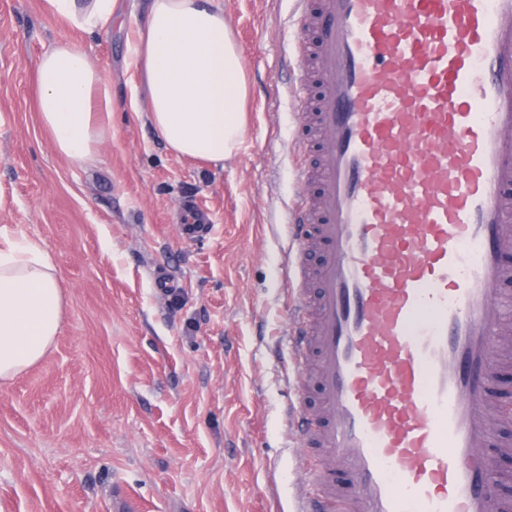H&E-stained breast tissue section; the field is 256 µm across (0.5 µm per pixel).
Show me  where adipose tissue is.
<instances>
[{
  "mask_svg": "<svg viewBox=\"0 0 512 512\" xmlns=\"http://www.w3.org/2000/svg\"><path fill=\"white\" fill-rule=\"evenodd\" d=\"M118 0H43L45 12L94 34L112 23ZM132 62L148 118L172 154L223 163L245 129L246 83L241 56L216 0H150L134 27ZM37 108L60 155L83 166L97 158L108 129L95 108L112 96L97 63L62 38L39 59ZM67 300L51 254L39 243L0 229V380L36 365L65 321Z\"/></svg>",
  "mask_w": 512,
  "mask_h": 512,
  "instance_id": "obj_1",
  "label": "adipose tissue"
}]
</instances>
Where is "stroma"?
<instances>
[{"label":"stroma","mask_w":512,"mask_h":512,"mask_svg":"<svg viewBox=\"0 0 512 512\" xmlns=\"http://www.w3.org/2000/svg\"><path fill=\"white\" fill-rule=\"evenodd\" d=\"M149 0H119L91 36L42 0H0V228L53 256L69 301L46 356L0 383V512H295L318 457L288 432L287 219L310 193V149L283 61L312 44L295 0H221L247 77L246 128L218 166L170 154L129 63ZM80 43L112 93V135L88 166L55 149L36 69ZM213 228L182 236L181 206ZM512 446V324L497 340Z\"/></svg>","instance_id":"35a3bbf8"}]
</instances>
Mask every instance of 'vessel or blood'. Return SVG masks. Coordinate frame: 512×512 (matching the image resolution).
<instances>
[{
  "mask_svg": "<svg viewBox=\"0 0 512 512\" xmlns=\"http://www.w3.org/2000/svg\"><path fill=\"white\" fill-rule=\"evenodd\" d=\"M322 86L314 199L289 220L297 512H512L483 417L512 266V0H299ZM181 226L211 227L198 205ZM318 383L308 410L306 375Z\"/></svg>",
  "mask_w": 512,
  "mask_h": 512,
  "instance_id": "vessel-or-blood-1",
  "label": "vessel or blood"
}]
</instances>
